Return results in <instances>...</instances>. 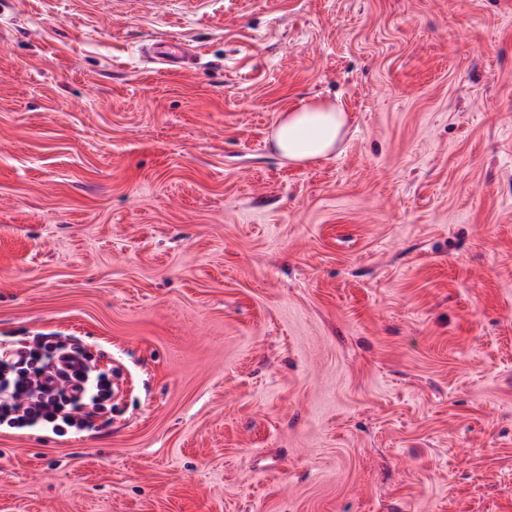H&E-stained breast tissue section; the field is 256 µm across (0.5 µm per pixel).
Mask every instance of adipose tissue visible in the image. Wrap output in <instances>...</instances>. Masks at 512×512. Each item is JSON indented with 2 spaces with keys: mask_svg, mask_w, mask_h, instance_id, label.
I'll return each instance as SVG.
<instances>
[{
  "mask_svg": "<svg viewBox=\"0 0 512 512\" xmlns=\"http://www.w3.org/2000/svg\"><path fill=\"white\" fill-rule=\"evenodd\" d=\"M347 125L348 115L341 103L310 99L281 114L271 143L288 161L309 164L335 151Z\"/></svg>",
  "mask_w": 512,
  "mask_h": 512,
  "instance_id": "ef3b65f1",
  "label": "adipose tissue"
}]
</instances>
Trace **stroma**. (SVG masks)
I'll return each instance as SVG.
<instances>
[{
	"mask_svg": "<svg viewBox=\"0 0 512 512\" xmlns=\"http://www.w3.org/2000/svg\"><path fill=\"white\" fill-rule=\"evenodd\" d=\"M313 96L348 131L293 165ZM40 333L118 392L0 428V512H512V0H0V339ZM348 115L340 102L310 99L281 114L272 147L289 162L309 164L331 155L343 140Z\"/></svg>",
	"mask_w": 512,
	"mask_h": 512,
	"instance_id": "stroma-1",
	"label": "stroma"
}]
</instances>
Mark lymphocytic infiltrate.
I'll return each instance as SVG.
<instances>
[{
    "instance_id": "obj_1",
    "label": "lymphocytic infiltrate",
    "mask_w": 512,
    "mask_h": 512,
    "mask_svg": "<svg viewBox=\"0 0 512 512\" xmlns=\"http://www.w3.org/2000/svg\"><path fill=\"white\" fill-rule=\"evenodd\" d=\"M38 350L26 341L0 342V426L11 429L92 428V407L101 400L104 382L85 378L74 367L53 374L25 370Z\"/></svg>"
}]
</instances>
